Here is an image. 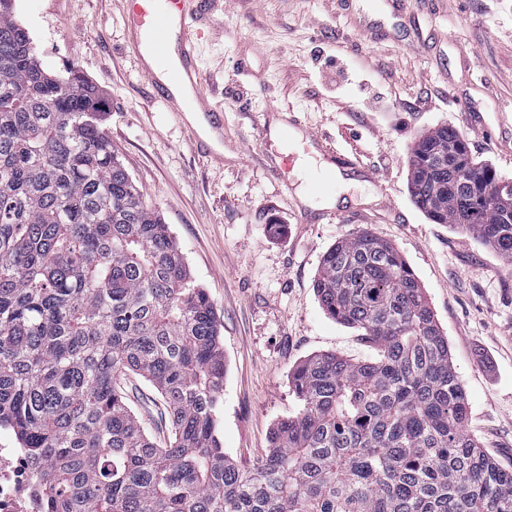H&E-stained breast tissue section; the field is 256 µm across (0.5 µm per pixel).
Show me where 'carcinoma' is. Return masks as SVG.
<instances>
[{
  "label": "carcinoma",
  "mask_w": 512,
  "mask_h": 512,
  "mask_svg": "<svg viewBox=\"0 0 512 512\" xmlns=\"http://www.w3.org/2000/svg\"><path fill=\"white\" fill-rule=\"evenodd\" d=\"M97 87L43 68L0 0V428L38 463L47 512H512V469L464 429L448 338L400 252L364 231L324 254L321 308L377 356L298 365L295 415L241 469L219 438L216 309L125 170ZM416 206L512 258L501 179L443 126L408 169ZM161 396L148 436L119 378Z\"/></svg>",
  "instance_id": "obj_1"
}]
</instances>
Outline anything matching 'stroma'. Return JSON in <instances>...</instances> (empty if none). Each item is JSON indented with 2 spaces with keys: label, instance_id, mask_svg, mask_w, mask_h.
<instances>
[{
  "label": "stroma",
  "instance_id": "stroma-1",
  "mask_svg": "<svg viewBox=\"0 0 512 512\" xmlns=\"http://www.w3.org/2000/svg\"><path fill=\"white\" fill-rule=\"evenodd\" d=\"M380 0H213L198 42L202 82L224 109V161L193 145L127 47L121 0H15L43 67H77L99 88L112 145L168 224L222 323L220 439L239 466L269 448L298 409L290 377L307 357L375 355L321 309L325 252L368 231L393 244L423 286L469 401L467 433L512 466V260L414 204L408 161L431 129L455 130L475 161L512 179V0H412L407 28ZM293 109L302 127L262 136ZM374 172L346 171L332 209L311 185L324 153L304 132ZM294 155L276 176L270 160ZM130 408L157 440L171 433L142 378Z\"/></svg>",
  "mask_w": 512,
  "mask_h": 512
}]
</instances>
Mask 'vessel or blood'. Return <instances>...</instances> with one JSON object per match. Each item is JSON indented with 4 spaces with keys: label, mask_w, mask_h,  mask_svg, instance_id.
I'll return each mask as SVG.
<instances>
[{
    "label": "vessel or blood",
    "mask_w": 512,
    "mask_h": 512,
    "mask_svg": "<svg viewBox=\"0 0 512 512\" xmlns=\"http://www.w3.org/2000/svg\"><path fill=\"white\" fill-rule=\"evenodd\" d=\"M210 0H122L128 45L153 89L177 116L194 114L203 132L199 140L215 162L224 113L204 90L192 32Z\"/></svg>",
    "instance_id": "vessel-or-blood-1"
}]
</instances>
